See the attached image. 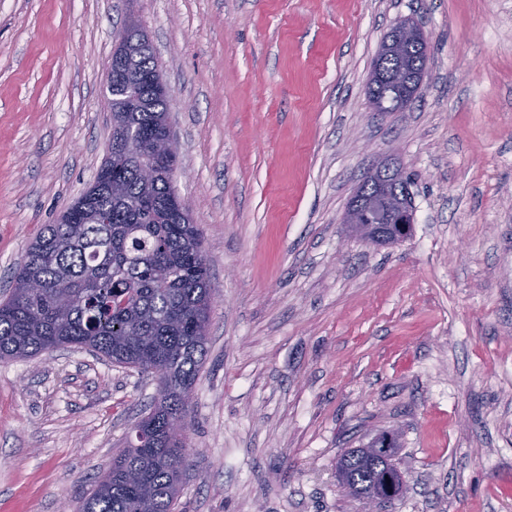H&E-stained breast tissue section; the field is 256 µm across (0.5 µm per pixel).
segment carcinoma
<instances>
[{
  "instance_id": "cac0c4a2",
  "label": "carcinoma",
  "mask_w": 512,
  "mask_h": 512,
  "mask_svg": "<svg viewBox=\"0 0 512 512\" xmlns=\"http://www.w3.org/2000/svg\"><path fill=\"white\" fill-rule=\"evenodd\" d=\"M130 76L158 70L148 47L123 56ZM378 111L397 106L398 91L378 89ZM112 153L92 189L29 246L10 296L0 302V361L28 359L61 347H88L114 363L152 374L165 389L138 421L112 467L79 512H175L189 466L191 394L206 355L211 306L202 234L172 187L177 159L156 156L168 100L125 80L112 83ZM145 161L159 166L141 181ZM396 437L383 432L337 461L339 480L355 492L390 500L403 495L392 457Z\"/></svg>"
}]
</instances>
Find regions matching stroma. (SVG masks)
I'll list each match as a JSON object with an SVG mask.
<instances>
[{
  "instance_id": "obj_1",
  "label": "stroma",
  "mask_w": 512,
  "mask_h": 512,
  "mask_svg": "<svg viewBox=\"0 0 512 512\" xmlns=\"http://www.w3.org/2000/svg\"><path fill=\"white\" fill-rule=\"evenodd\" d=\"M133 19L212 295L176 512H355L336 458L381 430L409 485L385 512H512V0H0V301L107 156ZM402 19L422 94L377 112ZM380 157L414 224L368 246L341 217ZM157 395L84 348L0 362V512H77ZM396 38L416 43L422 50L427 45V38L420 27L415 26L410 22H403L397 31V35L390 40H387L383 45L381 49L383 57H387L391 54L394 47V40Z\"/></svg>"
}]
</instances>
